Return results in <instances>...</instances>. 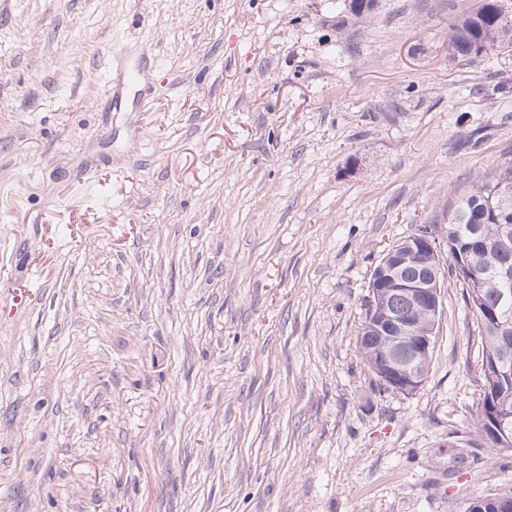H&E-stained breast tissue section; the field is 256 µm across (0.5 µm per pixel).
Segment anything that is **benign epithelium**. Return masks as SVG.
<instances>
[{
    "mask_svg": "<svg viewBox=\"0 0 512 512\" xmlns=\"http://www.w3.org/2000/svg\"><path fill=\"white\" fill-rule=\"evenodd\" d=\"M445 239L440 228H431L398 251L382 254L369 281L368 299L384 302L401 299L424 314L419 325L394 306L380 309L366 324L365 342L378 355L382 383L392 393L410 395L425 380L414 358L433 352L443 316V288L447 275L442 270Z\"/></svg>",
    "mask_w": 512,
    "mask_h": 512,
    "instance_id": "1",
    "label": "benign epithelium"
}]
</instances>
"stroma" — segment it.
I'll return each instance as SVG.
<instances>
[{
  "instance_id": "obj_1",
  "label": "stroma",
  "mask_w": 512,
  "mask_h": 512,
  "mask_svg": "<svg viewBox=\"0 0 512 512\" xmlns=\"http://www.w3.org/2000/svg\"><path fill=\"white\" fill-rule=\"evenodd\" d=\"M473 2L5 0L0 512H467L512 486L455 278L415 394L375 391L357 344L382 253L512 157V50L448 53ZM120 61L159 85L105 112Z\"/></svg>"
}]
</instances>
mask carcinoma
Returning a JSON list of instances; mask_svg holds the SVG:
<instances>
[{
    "mask_svg": "<svg viewBox=\"0 0 512 512\" xmlns=\"http://www.w3.org/2000/svg\"><path fill=\"white\" fill-rule=\"evenodd\" d=\"M498 3L476 0L474 7L453 18L448 28L451 56L468 61L502 47L503 37L512 30V15ZM445 239L448 250L479 274V281L465 286L466 304L480 338L485 388L474 427L485 447L498 452L512 450V434L496 438L487 424L493 408L512 416V375L498 376L492 370L495 361L506 358L512 362V315L496 324L485 313L497 304L503 285L512 289V158L496 162L448 207ZM497 271L507 274V283L493 280Z\"/></svg>",
    "mask_w": 512,
    "mask_h": 512,
    "instance_id": "obj_1",
    "label": "carcinoma"
}]
</instances>
